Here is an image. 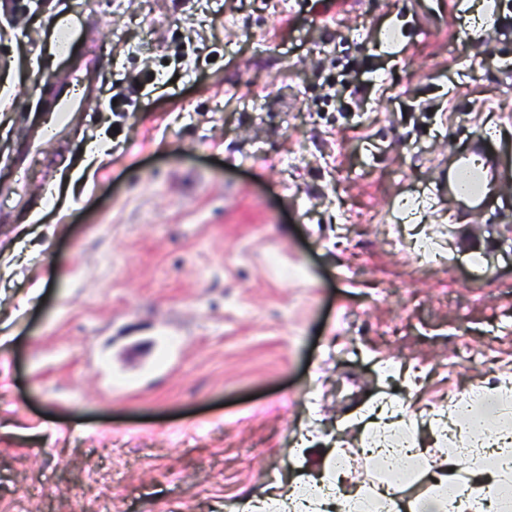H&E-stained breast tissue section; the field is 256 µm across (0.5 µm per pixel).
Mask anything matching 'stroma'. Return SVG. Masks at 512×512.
<instances>
[{
    "mask_svg": "<svg viewBox=\"0 0 512 512\" xmlns=\"http://www.w3.org/2000/svg\"><path fill=\"white\" fill-rule=\"evenodd\" d=\"M479 3L0 0V512H225L375 400L496 383L512 208L446 183L484 132L512 160ZM89 105V98H77L71 95L67 84H63L60 88L59 97L55 108V121L51 126L53 135L56 136L58 129H60L75 112H82L86 110ZM51 137V138H52Z\"/></svg>",
    "mask_w": 512,
    "mask_h": 512,
    "instance_id": "1",
    "label": "stroma"
}]
</instances>
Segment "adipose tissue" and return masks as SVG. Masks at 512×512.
<instances>
[{
	"mask_svg": "<svg viewBox=\"0 0 512 512\" xmlns=\"http://www.w3.org/2000/svg\"><path fill=\"white\" fill-rule=\"evenodd\" d=\"M426 422L438 451L418 446L405 408L374 402L364 412L359 452L383 471L382 479L353 478L339 464L348 452L337 441L320 469L300 461L235 512H512V373L472 388L450 409L430 412ZM454 427L463 445L444 449ZM417 479L426 485L424 496L405 498L404 486Z\"/></svg>",
	"mask_w": 512,
	"mask_h": 512,
	"instance_id": "adipose-tissue-1",
	"label": "adipose tissue"
}]
</instances>
